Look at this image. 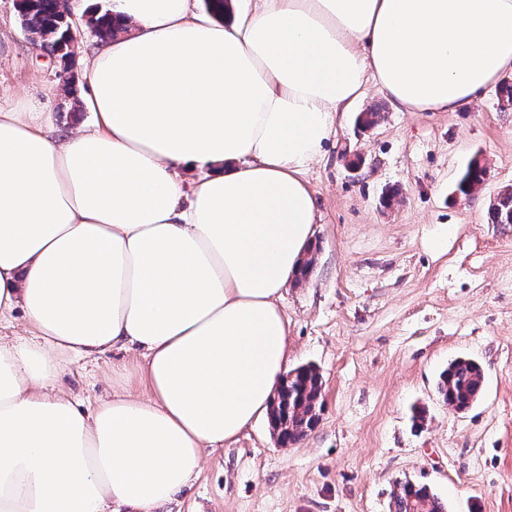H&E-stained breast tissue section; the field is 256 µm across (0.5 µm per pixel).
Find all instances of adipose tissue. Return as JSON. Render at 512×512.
Masks as SVG:
<instances>
[{"label": "adipose tissue", "instance_id": "adipose-tissue-1", "mask_svg": "<svg viewBox=\"0 0 512 512\" xmlns=\"http://www.w3.org/2000/svg\"><path fill=\"white\" fill-rule=\"evenodd\" d=\"M112 11L132 30L85 56L92 125L0 108V324L30 335L0 340V512H163L284 380L305 173L366 81L455 112L512 72V0ZM114 349L141 352L145 394L59 386L62 356Z\"/></svg>", "mask_w": 512, "mask_h": 512}]
</instances>
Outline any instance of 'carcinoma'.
I'll list each match as a JSON object with an SVG mask.
<instances>
[{"label": "carcinoma", "mask_w": 512, "mask_h": 512, "mask_svg": "<svg viewBox=\"0 0 512 512\" xmlns=\"http://www.w3.org/2000/svg\"><path fill=\"white\" fill-rule=\"evenodd\" d=\"M15 8L23 30L37 36V42L49 54H57L76 39L75 22L64 16L66 4L61 0H16ZM88 14L91 36L102 43L122 30L110 8L97 5ZM482 179L483 168L471 162L460 175L455 190L468 195ZM491 216L495 224H512V189L503 191L494 200ZM294 372V377L279 390V396L269 411L271 419L281 425L278 443L283 447L296 443L313 429L322 410L319 391L323 380L318 369L305 364L295 368ZM483 379L484 370L480 363L459 357L439 373L436 390L445 404L457 412H465L479 399ZM389 512H447V505L430 486L406 482L393 493Z\"/></svg>", "instance_id": "carcinoma-1"}]
</instances>
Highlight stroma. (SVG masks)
Segmentation results:
<instances>
[{
	"label": "stroma",
	"mask_w": 512,
	"mask_h": 512,
	"mask_svg": "<svg viewBox=\"0 0 512 512\" xmlns=\"http://www.w3.org/2000/svg\"><path fill=\"white\" fill-rule=\"evenodd\" d=\"M23 33L0 0V107L34 108L56 129L89 125V93ZM382 116L371 131L358 113ZM487 168L474 196L455 195L472 160ZM306 177L317 221L310 276L279 305L290 365L323 376L320 421L281 447L260 419L201 472L168 512H388L411 481L448 512H512V224L488 218L512 188V106L487 87L457 112H401L367 83ZM458 357L485 373L477 404L448 408L435 380ZM133 352L67 358L60 383L85 404L142 388Z\"/></svg>",
	"instance_id": "35a3bbf8"
}]
</instances>
